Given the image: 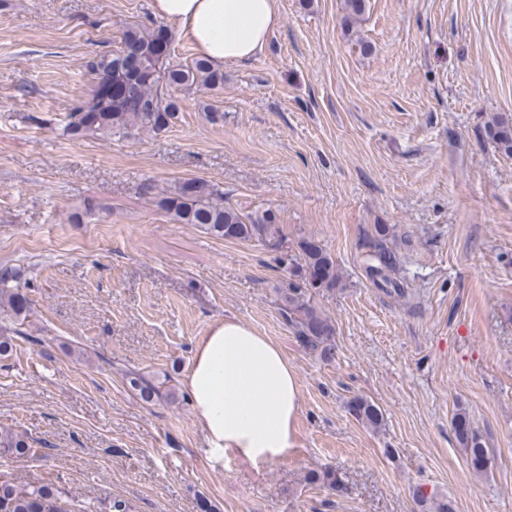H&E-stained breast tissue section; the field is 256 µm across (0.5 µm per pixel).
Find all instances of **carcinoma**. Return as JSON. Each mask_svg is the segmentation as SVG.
Masks as SVG:
<instances>
[{"label":"carcinoma","mask_w":512,"mask_h":512,"mask_svg":"<svg viewBox=\"0 0 512 512\" xmlns=\"http://www.w3.org/2000/svg\"><path fill=\"white\" fill-rule=\"evenodd\" d=\"M368 0H344L346 19L357 21L367 9ZM172 34L163 24L133 26L123 31L117 48L88 61L87 68L96 79L112 83V94L101 86L93 87L86 99L71 105L62 135L80 140L90 136H129L149 132L156 135L168 130L180 109L174 92L224 89V71L203 58L189 64H177L171 56L160 52V44L171 47ZM485 135L502 153L512 155V114L492 115L484 127ZM157 206L178 224H194L207 234L221 239L249 241L261 239L278 247L284 243L279 217L271 209L242 214L224 204V190L200 180H187L160 193ZM394 227L374 224L360 244L363 276L376 288L399 298L408 295V284L400 276V245ZM287 276L276 288L280 313L297 342L309 353L324 361L334 358L336 329L322 311L315 296L334 293L344 287L343 276L335 258L312 236L300 237L288 251ZM31 276L24 266L0 267V311L8 317L0 323V357H9L15 339H26L32 345L41 339L28 333L26 323L31 313L28 295ZM130 387L141 400L154 403L176 400L172 391L161 390L162 383L144 374L128 375ZM352 416L374 431L382 428L384 413L372 400L355 396L347 403ZM456 436L465 452L471 470L487 473L489 449L481 433L473 427L463 411L454 417ZM38 441L12 428L0 429V456L25 458ZM307 481L321 484L338 495L348 487L342 476L332 470L312 471ZM420 512H452L448 497L426 491L418 485L413 491ZM64 491L40 479L21 487L0 477V512H88L65 508Z\"/></svg>","instance_id":"1"}]
</instances>
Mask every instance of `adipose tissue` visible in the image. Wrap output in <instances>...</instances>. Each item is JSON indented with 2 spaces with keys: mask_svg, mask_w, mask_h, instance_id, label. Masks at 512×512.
I'll return each instance as SVG.
<instances>
[{
  "mask_svg": "<svg viewBox=\"0 0 512 512\" xmlns=\"http://www.w3.org/2000/svg\"><path fill=\"white\" fill-rule=\"evenodd\" d=\"M152 7L216 65L257 55L280 21L275 0H153ZM183 387L211 457L230 452L264 464L293 452L298 377L279 346L250 325L214 324L195 346Z\"/></svg>",
  "mask_w": 512,
  "mask_h": 512,
  "instance_id": "1",
  "label": "adipose tissue"
}]
</instances>
